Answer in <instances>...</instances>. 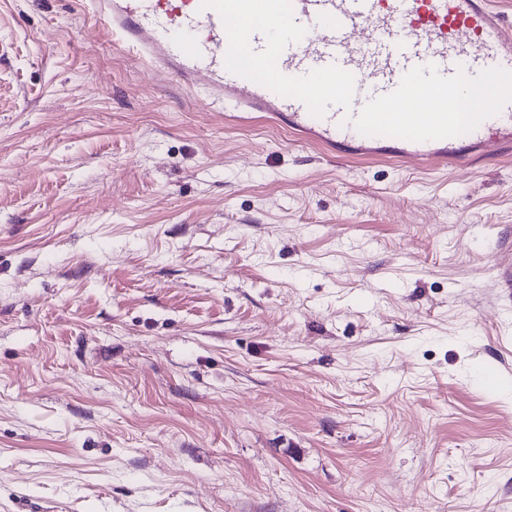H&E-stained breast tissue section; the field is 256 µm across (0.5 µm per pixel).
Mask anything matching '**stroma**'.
Segmentation results:
<instances>
[{
	"label": "stroma",
	"instance_id": "35a3bbf8",
	"mask_svg": "<svg viewBox=\"0 0 512 512\" xmlns=\"http://www.w3.org/2000/svg\"><path fill=\"white\" fill-rule=\"evenodd\" d=\"M224 113L0 0V512H512V158Z\"/></svg>",
	"mask_w": 512,
	"mask_h": 512
}]
</instances>
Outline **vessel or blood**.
<instances>
[{
  "label": "vessel or blood",
  "instance_id": "vessel-or-blood-1",
  "mask_svg": "<svg viewBox=\"0 0 512 512\" xmlns=\"http://www.w3.org/2000/svg\"><path fill=\"white\" fill-rule=\"evenodd\" d=\"M90 7L114 43L231 107V120L284 125L340 158L452 167L512 153V29L498 0Z\"/></svg>",
  "mask_w": 512,
  "mask_h": 512
}]
</instances>
